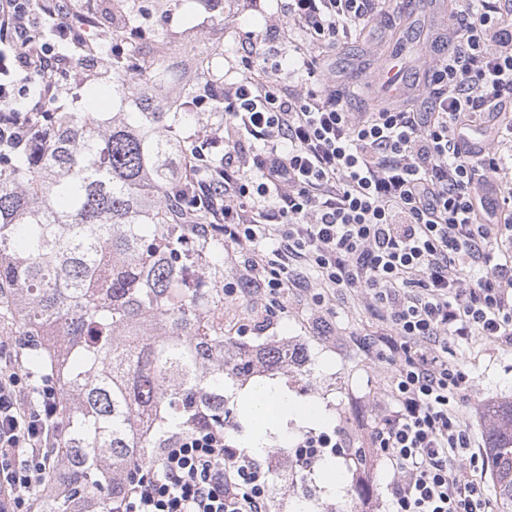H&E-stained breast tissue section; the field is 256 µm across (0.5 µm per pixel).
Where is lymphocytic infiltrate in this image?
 Listing matches in <instances>:
<instances>
[{
  "mask_svg": "<svg viewBox=\"0 0 512 512\" xmlns=\"http://www.w3.org/2000/svg\"><path fill=\"white\" fill-rule=\"evenodd\" d=\"M371 0H283L288 16L325 48L368 17ZM72 0H0V114L28 98L32 73L62 65L32 23L73 25ZM458 26L432 74V106H387L356 117L331 89L317 60L307 88L267 79L261 39L251 41L243 77L210 87L224 99V125L202 136L219 157L192 197L224 234L241 276L224 292L284 302L301 287L298 265L328 296L365 290L396 339L393 408L371 442L392 463L390 512H493L485 456L459 406L470 387L449 340L512 346V193L502 192L501 149L512 143L502 108L512 95V11L502 0H456ZM280 244L268 247V225ZM16 366L0 371V512H24L29 491L52 470L57 408L51 386L21 398ZM344 429L299 437L303 472L335 453ZM267 473L218 431L191 432L164 449L159 467L140 471L120 512H265Z\"/></svg>",
  "mask_w": 512,
  "mask_h": 512,
  "instance_id": "f902f5d3",
  "label": "lymphocytic infiltrate"
}]
</instances>
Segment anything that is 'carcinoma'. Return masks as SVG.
Returning <instances> with one entry per match:
<instances>
[{
	"label": "carcinoma",
	"mask_w": 512,
	"mask_h": 512,
	"mask_svg": "<svg viewBox=\"0 0 512 512\" xmlns=\"http://www.w3.org/2000/svg\"><path fill=\"white\" fill-rule=\"evenodd\" d=\"M207 11L222 0H161ZM143 24L151 49L114 53ZM60 51L56 25L39 30ZM139 0H112V32L95 50L89 84L112 87V111L77 112L53 96L30 117L26 145L0 140V329L59 394L53 456L57 488L37 512H109L144 463L190 430L222 429L242 382L288 369L275 336L224 333V255L207 220L168 207L197 144L176 128L191 102L224 81L212 63L191 76ZM489 453L501 512H512V401L489 410Z\"/></svg>",
	"instance_id": "1"
}]
</instances>
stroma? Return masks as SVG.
Listing matches in <instances>:
<instances>
[{"mask_svg": "<svg viewBox=\"0 0 512 512\" xmlns=\"http://www.w3.org/2000/svg\"><path fill=\"white\" fill-rule=\"evenodd\" d=\"M155 2L142 0L144 7L152 10L156 27L166 30L171 40L197 46L223 41L218 61L225 83H234L241 76L248 34L265 35L269 38V62L282 65L278 80L303 86L306 75L300 60L327 56L336 93L348 111L356 114L379 108L384 96L379 75L389 62L397 65L404 88L411 91L406 106L419 109L425 105L427 92H415L414 86L418 76L433 66L434 41L445 34L448 15L454 9L449 0H415L417 16L411 22L401 0H383L377 17L340 38L335 50L326 55L284 16L279 0H226L220 22L206 12L158 11ZM319 291L312 282L292 289L284 305L270 316L265 313L268 302L263 298L238 295L224 300L225 327L237 326L241 307L247 304L255 322L263 323L266 335L306 348L309 362L305 373L292 369L279 381L298 399L314 402L325 411L326 421L309 430L321 433L342 427L347 433L345 448L335 455L344 480L342 493L330 492L319 476L305 485L297 479L269 480L267 494L277 498L281 512H295L299 503L306 512H388V485L394 473L391 462L371 452L358 467L349 453L366 447L370 431L391 403V366L362 352L357 341L363 336L386 341L393 331L373 316L364 293L339 291L330 306L323 308L313 300ZM448 358L463 364L472 379L469 398L460 412L478 443H485L488 406L512 399V347L458 342L449 345ZM308 429L289 424L287 438L271 436L269 450H276L285 440L296 442Z\"/></svg>", "mask_w": 512, "mask_h": 512, "instance_id": "35a3bbf8", "label": "stroma"}]
</instances>
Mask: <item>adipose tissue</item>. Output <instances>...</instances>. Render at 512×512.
Returning a JSON list of instances; mask_svg holds the SVG:
<instances>
[{
    "instance_id": "adipose-tissue-1",
    "label": "adipose tissue",
    "mask_w": 512,
    "mask_h": 512,
    "mask_svg": "<svg viewBox=\"0 0 512 512\" xmlns=\"http://www.w3.org/2000/svg\"><path fill=\"white\" fill-rule=\"evenodd\" d=\"M241 396L247 404V417L251 423V433L245 445L255 453L264 450L268 434L286 432L289 422L313 425L325 419V413L318 405L298 400L274 380L244 387Z\"/></svg>"
}]
</instances>
